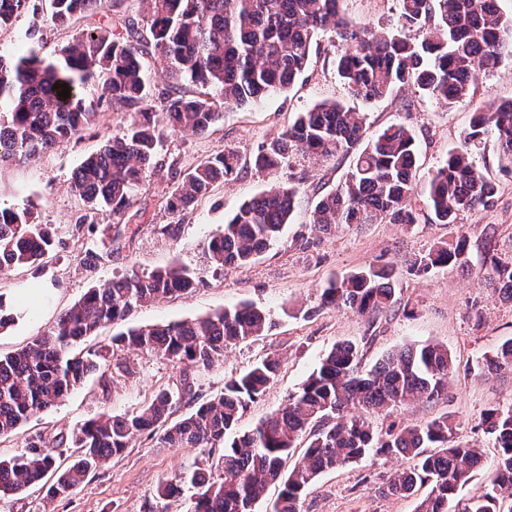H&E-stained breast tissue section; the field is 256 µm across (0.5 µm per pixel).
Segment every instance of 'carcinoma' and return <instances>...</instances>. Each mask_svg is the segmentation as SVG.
<instances>
[{
  "label": "carcinoma",
  "mask_w": 512,
  "mask_h": 512,
  "mask_svg": "<svg viewBox=\"0 0 512 512\" xmlns=\"http://www.w3.org/2000/svg\"><path fill=\"white\" fill-rule=\"evenodd\" d=\"M33 0H0V26L23 10H33L28 46L10 60L0 55V163H27L57 143L77 136L101 113L127 110L122 133L108 139L73 172L70 189L85 204L78 227L93 223V213L108 209L122 215L153 167L165 128L206 133L223 111L290 89L306 70L317 37L329 30L342 52L336 71L352 96L372 103L413 84L448 105L469 100L471 82L482 71L512 58V16L497 0H398V25L377 32L346 19L339 0H140L142 17L129 15L123 32L109 26L79 31L53 59L43 56V20ZM51 20L65 25L103 11L104 0H49ZM426 29L422 39L410 32ZM148 32L155 61L168 84L153 92L141 56ZM208 92L187 97L185 83ZM70 97L59 96V85ZM97 88L86 98L75 89ZM364 115L339 102L324 101L299 112L288 128L253 157L256 172L271 175L287 162L289 149L314 158L353 155L345 178L322 195L310 215L324 233L343 225L415 224L412 201L422 198L440 224L493 203L496 185L476 163L488 138L497 144L501 170L512 173V99L488 98L472 112L461 145L424 182L417 180V138L403 124H390L363 141ZM239 157L232 151L209 156L188 168L173 188L166 208L181 213L213 186L232 176ZM299 199L295 185L272 181L243 202L224 230L204 243L218 269L250 263L281 235ZM37 205L0 208V270L34 268L60 246L54 231L37 222ZM125 224L110 227L109 251L122 247ZM465 234L417 255L410 272L465 265ZM502 298L512 301V261L491 257ZM393 268L369 264L320 290V306H344L365 315L391 310ZM197 284L188 267L173 263L151 272L134 268L99 287L61 312L49 331L7 355H0V437L19 432L34 414L57 407L85 376L100 366L102 353L74 352L80 341L105 322L125 319L136 307L173 296H187ZM270 326L267 315L249 303L226 307L194 320L129 328L112 339L131 350L149 352L175 363L208 370L230 343L254 339ZM268 356L230 377L219 395L195 405L173 421L182 396L160 392L144 409L124 415L103 414L72 433L80 455L68 465L33 443L28 451L0 460V497L52 476L50 499L72 495L92 470L144 433L164 448H213L235 427L249 404L261 397L280 371ZM455 359L439 343L408 345L360 370V349L336 344L288 402L251 431L224 447L217 462L223 476H212L205 461L190 475L197 489L193 512H254L268 485H280L272 512H298L303 493L316 478L370 454L408 458L412 466L396 472L383 493L415 498L414 512H512V405L486 410L480 427L497 451L490 484L463 503L458 488L484 459L483 450L456 440L458 423L448 414L423 425L377 428L369 416L415 402L435 401L448 389ZM481 374L512 371V339L483 358ZM308 446L292 470L284 461L295 443ZM427 492L420 496V488Z\"/></svg>",
  "instance_id": "obj_1"
}]
</instances>
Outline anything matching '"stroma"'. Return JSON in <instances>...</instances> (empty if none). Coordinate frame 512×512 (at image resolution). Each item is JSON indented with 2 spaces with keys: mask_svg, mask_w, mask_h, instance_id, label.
<instances>
[{
  "mask_svg": "<svg viewBox=\"0 0 512 512\" xmlns=\"http://www.w3.org/2000/svg\"><path fill=\"white\" fill-rule=\"evenodd\" d=\"M350 20L372 29L395 25L397 0H341ZM139 0H108L98 16L76 19L60 27L46 24L43 36L49 47L62 48L77 32L104 23L121 24L124 17L143 12ZM341 46L332 32H324L314 47L305 73L285 93H273L246 108L225 110L207 133L195 135L164 131L156 164L144 181L134 205L123 216L102 210L92 226L79 228L76 217L85 209L69 188L74 170L104 141L121 134L126 115L117 109L101 115L81 136L62 141L39 159L0 165V206H37L40 223L52 226L63 246L48 255L40 269L15 267L0 271V309L13 322L0 330V354L30 343L54 325L58 315L89 289L105 284L129 268L149 272L179 262L200 279L185 298L164 299L135 308L122 321L102 325L81 350L111 346L112 358L91 373L56 408L34 415L18 434L0 438V458L23 454L30 438L60 461L78 453L71 434L104 413L124 415L148 404L158 391L182 394L178 414L189 412L190 401L219 395L225 381L271 354L282 358L277 381L244 412L239 432L253 429L288 401L290 393L318 367L339 342L348 341L363 352L362 368H370L388 353L409 344L438 341L447 344L456 362L448 392L435 402L373 415L378 425H420L448 413L458 424L460 441L483 448L484 465L458 491L459 499L479 495L495 472L497 452L479 427L483 413L493 406L512 404V374L485 376L474 370L478 361L512 338V303L504 301L488 274L489 255L512 260V174L501 171L494 142L481 148L478 166L496 184L492 207L463 216L460 227L434 223L421 211L414 224H361L328 233L313 230L310 211L318 197L343 179L346 157L319 161L292 151L276 180L296 185L299 204L282 237L242 267L215 269L202 244L219 232L225 220L244 201L263 191L267 177L250 161L258 148L288 128L296 113L322 101H340L363 112L365 135L375 137L385 126L401 123L417 137L418 179H427L459 146L473 107L488 96L512 98V64L479 75L470 102L446 105L410 85L372 104L352 99L336 73ZM232 150L239 169L216 185L193 208L174 215L166 201L180 172L199 160ZM123 223L132 238L119 252L109 253L107 225ZM176 224L171 239L157 233L156 225ZM465 232L466 269L448 266L417 277L408 268L416 255L437 242ZM393 266L395 303L390 311L361 316L346 308H319V293L327 281L371 263ZM248 302L263 309L271 320L265 335L231 344L221 361L208 370L174 363L146 352H131L112 342L131 327L203 317L216 310ZM220 449L161 448L148 436L135 437L121 453L91 471L76 493L48 500L39 485L0 499V512H193L191 487L176 498L162 499L157 489L201 464L218 459ZM409 461L371 455L342 469L322 473L303 495L301 512H414L413 500L384 496L381 487Z\"/></svg>",
  "mask_w": 512,
  "mask_h": 512,
  "instance_id": "35a3bbf8",
  "label": "stroma"
}]
</instances>
